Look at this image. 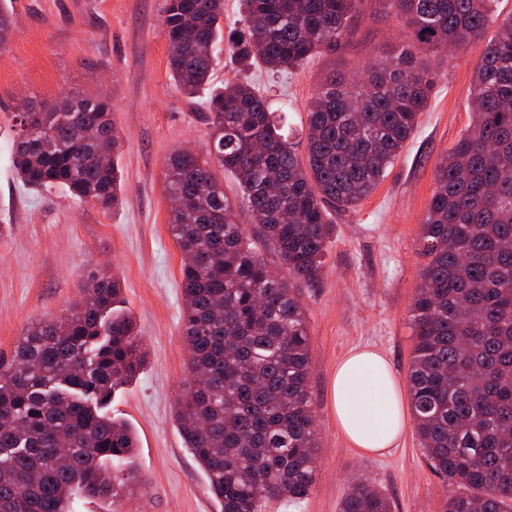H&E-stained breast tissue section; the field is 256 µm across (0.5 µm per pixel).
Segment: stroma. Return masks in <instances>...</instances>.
Masks as SVG:
<instances>
[{
  "label": "stroma",
  "instance_id": "obj_1",
  "mask_svg": "<svg viewBox=\"0 0 512 512\" xmlns=\"http://www.w3.org/2000/svg\"><path fill=\"white\" fill-rule=\"evenodd\" d=\"M165 0H12L16 30L0 49V360L10 361L29 327L64 316L91 276L118 278L120 307L132 315L145 352L136 376L107 405L135 429L128 465L135 480L115 499L75 495L71 512H216L204 471L174 422L190 376L181 336L182 254L168 229L164 165L179 147L208 140L211 94L248 81L284 110L292 141L304 151L309 103L331 73L349 75L399 53L402 36L381 0H365L352 33L335 53L314 56L278 75L241 68L220 47L210 82L187 97L168 74L161 34ZM485 44L477 41L440 77L413 137L387 176L354 208L332 212L319 280L303 292L310 337L309 387L318 449L312 491L264 512H339L350 485L364 478L390 498L393 512H442L447 485L429 467L414 419L392 448L364 452L341 431L332 401L337 364L369 347L392 369L409 405V308L424 263L420 226L435 191V166L470 126V88ZM101 91L112 100L120 136L116 156L123 198L105 210L64 192L36 191L17 178L12 116L24 102L52 105L63 96Z\"/></svg>",
  "mask_w": 512,
  "mask_h": 512
}]
</instances>
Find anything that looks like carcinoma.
Instances as JSON below:
<instances>
[{"label":"carcinoma","mask_w":512,"mask_h":512,"mask_svg":"<svg viewBox=\"0 0 512 512\" xmlns=\"http://www.w3.org/2000/svg\"><path fill=\"white\" fill-rule=\"evenodd\" d=\"M364 2L240 0L231 57L244 69L281 72L334 53ZM381 2L412 40L362 79H324L307 112L305 156L269 98L238 81L207 103L204 152L166 158L169 230L184 256L187 370L210 375L178 399L174 421L218 512H263L270 500L309 496L317 423L302 289L323 270L332 233L325 205L350 208L370 195L428 105L432 61L483 39L471 128L436 165L421 224L426 262L409 309L407 381L428 464L454 488L443 512H512V17L498 20L496 0ZM223 24L224 0H165L169 74L190 98L210 81ZM13 31L0 0V48ZM111 112L94 94L41 110L26 104L11 140L21 183L104 210L117 205ZM218 170L236 177L235 198ZM242 204L288 278L272 273L237 223ZM90 290L62 318L29 327L0 363V416L11 417L0 426V512H69L78 493L124 490L112 469L128 465L136 435L105 405L144 354L132 317L112 314L117 279L101 272ZM339 512H392V504L358 479Z\"/></svg>","instance_id":"1"}]
</instances>
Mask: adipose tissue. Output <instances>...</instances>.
Wrapping results in <instances>:
<instances>
[{
    "label": "adipose tissue",
    "instance_id": "obj_1",
    "mask_svg": "<svg viewBox=\"0 0 512 512\" xmlns=\"http://www.w3.org/2000/svg\"><path fill=\"white\" fill-rule=\"evenodd\" d=\"M333 403L336 420L355 448L385 451L403 431L392 372L386 359L373 349L356 350L337 366Z\"/></svg>",
    "mask_w": 512,
    "mask_h": 512
}]
</instances>
